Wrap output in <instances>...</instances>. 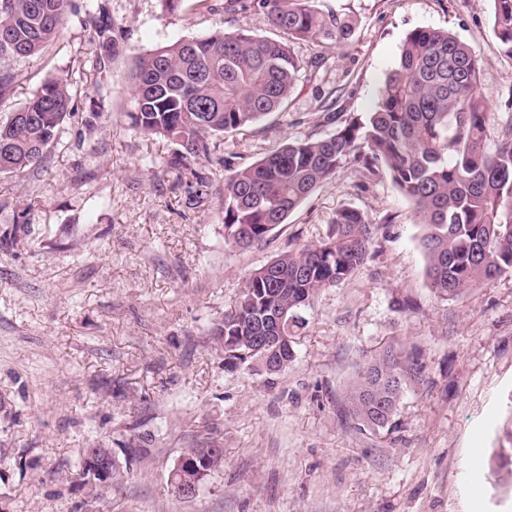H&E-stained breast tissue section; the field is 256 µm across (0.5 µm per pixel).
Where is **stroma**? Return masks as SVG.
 I'll use <instances>...</instances> for the list:
<instances>
[{
	"label": "stroma",
	"instance_id": "obj_1",
	"mask_svg": "<svg viewBox=\"0 0 512 512\" xmlns=\"http://www.w3.org/2000/svg\"><path fill=\"white\" fill-rule=\"evenodd\" d=\"M351 17L347 44L296 41L291 103L225 135L219 152L254 164L287 140L322 137L370 111L401 45L442 29L482 62L478 92L497 123L512 115V58L491 0H325ZM112 32L99 61L100 24ZM242 27L274 30L224 0H71L60 36L16 62L0 118L52 78L73 114L24 175H0V512H512L485 461L512 439V274L448 300L426 283L421 230L384 171L351 163L262 242L224 240V169L204 182L169 169L171 141L136 131L138 54ZM378 230L364 266L305 313L288 368L268 375L224 358L215 324L248 274L326 239L337 210ZM395 346L422 372L390 428L358 427L346 389L363 362ZM224 451L197 497L169 476L193 443ZM87 448L141 449L116 485L80 475Z\"/></svg>",
	"mask_w": 512,
	"mask_h": 512
}]
</instances>
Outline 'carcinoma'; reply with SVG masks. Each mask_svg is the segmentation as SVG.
<instances>
[{
	"label": "carcinoma",
	"mask_w": 512,
	"mask_h": 512,
	"mask_svg": "<svg viewBox=\"0 0 512 512\" xmlns=\"http://www.w3.org/2000/svg\"><path fill=\"white\" fill-rule=\"evenodd\" d=\"M493 30L512 57V0H492ZM69 0H0V101L20 79L8 66L44 52L60 35ZM224 11L260 12L279 38L247 28L183 39L137 58L133 125L177 145L174 170L224 166V240L247 249L263 241L336 170L357 163L388 174L422 227L420 246L432 292L455 299L512 274V118L489 148L495 113L478 94L481 62L453 34H408L395 68L371 111L353 114L324 138L289 141L245 168L214 158V140L288 107L299 63L288 41H350L353 22L319 0H224ZM71 113L62 80H48L24 106L0 120V174H24L43 158ZM374 227L343 208L327 238L282 254L252 271L241 299L213 334L224 359L275 375L293 359V345L264 346L267 336H296L302 312L319 294L351 279L364 264ZM421 364L392 347L359 367L347 391L349 413L369 429L391 425ZM186 473L203 487L223 465L222 448H186ZM489 466L512 474L502 448Z\"/></svg>",
	"instance_id": "cac0c4a2"
}]
</instances>
